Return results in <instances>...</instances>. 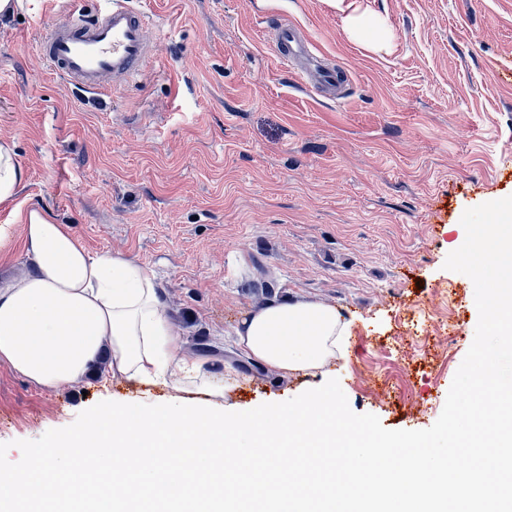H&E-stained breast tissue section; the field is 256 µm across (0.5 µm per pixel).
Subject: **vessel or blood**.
Here are the masks:
<instances>
[{
	"label": "vessel or blood",
	"instance_id": "obj_1",
	"mask_svg": "<svg viewBox=\"0 0 512 512\" xmlns=\"http://www.w3.org/2000/svg\"><path fill=\"white\" fill-rule=\"evenodd\" d=\"M266 23L279 62L303 85L341 101L345 77L322 61L312 39L304 37L295 24L271 17ZM36 48L50 71L94 97L132 82L154 56L148 21L133 0H102L91 17L68 11L62 21L40 34Z\"/></svg>",
	"mask_w": 512,
	"mask_h": 512
}]
</instances>
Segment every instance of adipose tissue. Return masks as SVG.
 Masks as SVG:
<instances>
[{
	"instance_id": "obj_1",
	"label": "adipose tissue",
	"mask_w": 512,
	"mask_h": 512,
	"mask_svg": "<svg viewBox=\"0 0 512 512\" xmlns=\"http://www.w3.org/2000/svg\"><path fill=\"white\" fill-rule=\"evenodd\" d=\"M27 274L0 282V361L44 386L79 380L106 362L135 383L169 377L192 382L205 410L177 404L115 427L123 409L93 412L88 426L51 442L0 472V512H39L40 489L53 484V512H512V389L492 370L473 391L495 397L498 417L467 405L468 426L450 416L451 455L436 459L426 442L363 438L337 443L336 398L323 391L289 406L273 405L238 419L253 445L224 430L223 382L199 363L178 361L180 344L163 315L161 287L142 264L109 252L90 253L66 225L32 210L24 226ZM348 328L334 307L287 299L251 311L238 330L250 360L283 374H316L344 346ZM128 450L113 470L109 450ZM301 462L281 471L287 448ZM182 465H165L170 455ZM112 490L98 489L99 472ZM238 493L227 496V488Z\"/></svg>"
}]
</instances>
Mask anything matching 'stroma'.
<instances>
[{"label":"stroma","instance_id":"35a3bbf8","mask_svg":"<svg viewBox=\"0 0 512 512\" xmlns=\"http://www.w3.org/2000/svg\"><path fill=\"white\" fill-rule=\"evenodd\" d=\"M392 39L348 38L331 0H135L156 54L134 82L88 100L36 50L42 29L97 0H30L0 23V140L22 178L0 202L15 248L0 280L25 272L19 208L41 210L93 253L144 265L162 289L180 359L227 377L248 411L338 379L351 410L389 430L440 416L475 334L474 285L446 270L465 209L512 196V0H362ZM300 26L349 77L336 104L303 89L264 25ZM272 271L257 293L255 260ZM334 306L346 349L317 375L238 368L236 330L268 299ZM95 370L41 386L0 362V467L16 466L93 409L126 418L174 400Z\"/></svg>","mask_w":512,"mask_h":512}]
</instances>
